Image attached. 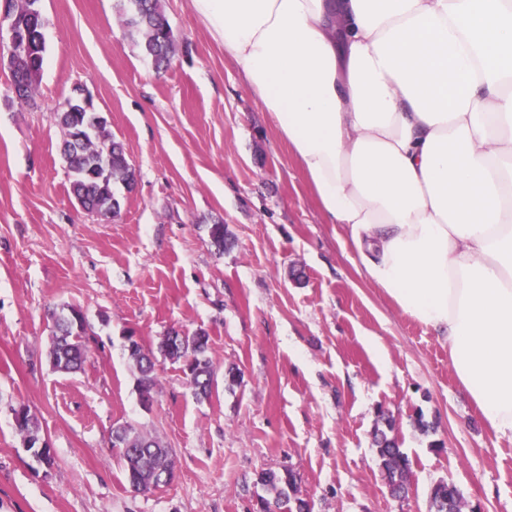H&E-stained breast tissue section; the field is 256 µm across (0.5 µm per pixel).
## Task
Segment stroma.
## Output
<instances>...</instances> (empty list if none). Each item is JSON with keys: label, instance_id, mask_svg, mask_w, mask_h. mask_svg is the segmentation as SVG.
<instances>
[{"label": "stroma", "instance_id": "1", "mask_svg": "<svg viewBox=\"0 0 512 512\" xmlns=\"http://www.w3.org/2000/svg\"><path fill=\"white\" fill-rule=\"evenodd\" d=\"M113 4L41 0L36 106H5L0 69V512H253L255 473L285 466L311 512H430L441 480L467 512H512V440L461 390L447 342L366 278L189 0H162L177 49L160 73ZM79 87L137 172L111 222L69 192L55 109ZM217 222L234 241L224 252ZM64 305L83 311L89 345L72 374L47 364ZM172 328L207 330L217 371L240 378L200 402L162 360L143 409L125 337L149 347ZM19 404L48 435L51 466L24 450ZM382 408L411 461L402 500L374 447ZM124 422L172 449L168 485L131 491L111 445Z\"/></svg>", "mask_w": 512, "mask_h": 512}]
</instances>
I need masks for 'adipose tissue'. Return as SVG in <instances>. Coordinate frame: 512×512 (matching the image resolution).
<instances>
[{
    "instance_id": "1",
    "label": "adipose tissue",
    "mask_w": 512,
    "mask_h": 512,
    "mask_svg": "<svg viewBox=\"0 0 512 512\" xmlns=\"http://www.w3.org/2000/svg\"><path fill=\"white\" fill-rule=\"evenodd\" d=\"M367 278L512 437V0H191Z\"/></svg>"
}]
</instances>
